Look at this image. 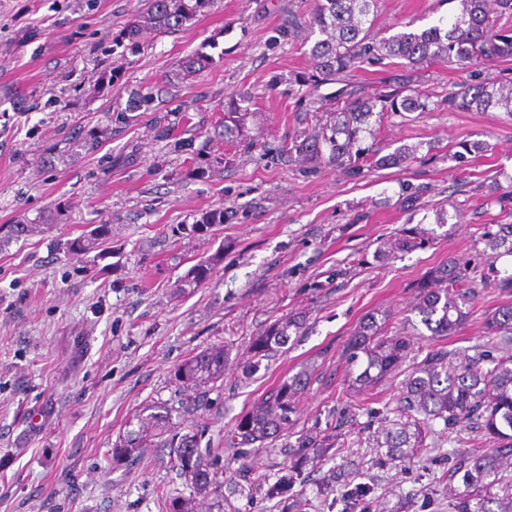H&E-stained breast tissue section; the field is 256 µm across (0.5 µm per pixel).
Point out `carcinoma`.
<instances>
[{"label":"carcinoma","mask_w":512,"mask_h":512,"mask_svg":"<svg viewBox=\"0 0 512 512\" xmlns=\"http://www.w3.org/2000/svg\"><path fill=\"white\" fill-rule=\"evenodd\" d=\"M457 11L448 19L424 29L405 30L389 36L374 29L378 0H313L307 18H292L279 35L291 36L295 29L317 36L310 49L313 70L297 77V82L310 91L368 60L387 57L406 61L409 66L434 62L450 65L478 66L493 59L512 58V26L503 23L504 15L512 13V0H456ZM210 0H145V8L123 30L120 39L129 42V49L138 48L145 30L173 33L194 19ZM153 96L132 93L126 111L112 117L123 124L128 113L151 109ZM450 111H487L500 109L512 116V81L504 84L490 80L466 85L448 93ZM251 95L242 93L224 106V122L218 137L226 143L242 141L245 122L254 115ZM429 111V97L411 88L409 82H389L371 95L350 94L335 97L308 98L303 119L314 120L310 134L290 136L282 140L276 153L296 156L314 166L339 168L348 174H359L364 168H402L414 157L421 145L401 146L381 156L375 148L381 123L385 117L404 112ZM157 136L172 141L171 150L188 152L192 143L173 136L166 116L154 117ZM452 159L468 155L481 157L492 147L481 140L454 143ZM485 197L499 205L502 212L512 214V178L504 186L495 178L480 185ZM235 212L224 208L203 214L193 230L204 231L214 224H227ZM109 225L99 224L89 236L66 243L71 250H87L95 240L107 238ZM434 232L421 227H404L394 243L396 249L421 248L432 241ZM487 252L488 267L483 275L485 286L512 294V273L501 274L496 260L503 254L512 256V224H490L480 238ZM466 273L450 261L431 271L417 286L414 313L431 335L445 337L455 334L469 317V297L462 291ZM385 317L377 312L365 315L355 332L343 344L342 356L351 390L365 393L384 381L413 351V336L404 332L394 336L384 330ZM303 320H277L250 338L252 368L275 356L291 340V333H300ZM488 337L512 334V303L492 311L485 324ZM227 355L222 346L207 347L176 370L177 378L189 390L163 402L148 406L151 413L139 420V427L119 437L112 448V461L133 462L140 449L151 444L168 450L171 467L175 468L193 491L212 494L219 512H239L233 502L239 482L246 477L247 465L241 464L229 478L230 486L214 475L211 457L214 449L201 448L207 430L205 416L213 405L210 392L224 384ZM490 363L483 369L481 364ZM312 383V372L303 369L279 381L261 401L235 420L224 435L225 445L236 450L240 460L247 458V449L288 434L296 403ZM394 417H380L382 426L374 432L376 447L385 449L383 462L408 458L407 449L415 452L429 447L426 439L440 421L443 429L452 430L467 420L480 428L482 438L490 447H474L464 462L439 455L433 461L448 465V480L460 477L462 488H449L448 499L454 512H512V353L499 352L495 342L487 349L470 356L457 350L433 349L417 363L404 381L403 393L393 409ZM182 419L184 426L171 428L172 416ZM336 452V431L322 430L300 434L288 446L289 464L276 480L255 488L266 500H275L280 512H305L306 502L292 493L302 473L313 462ZM228 493H223V489ZM159 499L162 512H191L189 501L163 492ZM368 490L358 486L349 495L350 512H371Z\"/></svg>","instance_id":"carcinoma-1"}]
</instances>
